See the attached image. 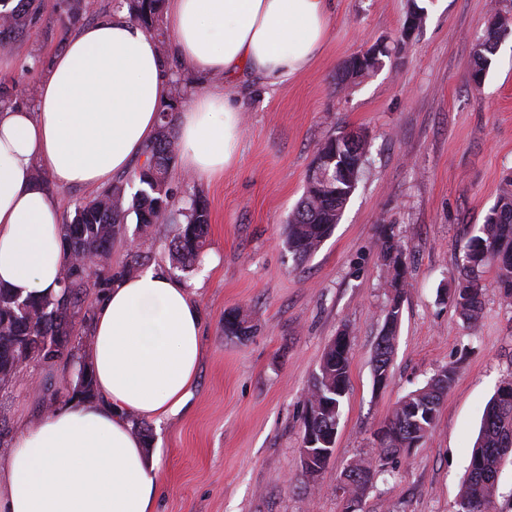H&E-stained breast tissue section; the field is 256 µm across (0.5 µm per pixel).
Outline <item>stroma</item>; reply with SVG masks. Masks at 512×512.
Instances as JSON below:
<instances>
[{
    "label": "stroma",
    "mask_w": 512,
    "mask_h": 512,
    "mask_svg": "<svg viewBox=\"0 0 512 512\" xmlns=\"http://www.w3.org/2000/svg\"><path fill=\"white\" fill-rule=\"evenodd\" d=\"M45 0L43 14L5 49L12 68L0 85L23 86L35 104L39 77L61 42L79 27L114 14L112 0ZM425 10L410 39L411 6ZM512 0H331L321 55L308 70L268 88L225 82L171 62L179 113L197 93L226 86L242 96L236 157L219 180L173 165L180 198L198 194L210 213L200 264L176 269L168 244L176 225L141 235L128 222L112 245V266L138 244L145 267L188 285L204 324V355L192 393L177 415L149 423L148 448L162 451L156 512H341V474L370 460L373 434L397 401L443 367L457 368L432 433L376 477L359 512H455L487 402L512 373V306L488 288L482 317L468 328L445 291L461 249L512 180V37L502 41L484 82L473 87L475 39L492 9ZM384 41L380 68L340 87L336 72L354 53ZM365 132L370 150L343 217L320 249L295 264L286 245L288 216L301 198L309 165L332 132ZM393 227L408 263L391 379L373 387L372 359L391 294L379 252ZM243 310L249 339L224 334L227 311ZM348 330L353 357L334 451L317 477L301 461L306 395L321 356ZM63 360L34 358L19 383L0 386V463L22 429L73 393Z\"/></svg>",
    "instance_id": "1"
}]
</instances>
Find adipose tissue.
<instances>
[{"mask_svg": "<svg viewBox=\"0 0 512 512\" xmlns=\"http://www.w3.org/2000/svg\"><path fill=\"white\" fill-rule=\"evenodd\" d=\"M329 0H166L183 67L249 74L277 85L307 70L327 39ZM155 39L125 14L81 27L53 56L33 109L0 106V284L22 297L62 290L60 192L101 188L141 157L169 102ZM225 90L195 95L179 114L183 168L223 175L241 134ZM43 167L48 178L34 177ZM203 355V325L187 288L150 268L117 282L95 311L86 356L95 394L26 426L0 468V512H156L160 456L133 420L180 412Z\"/></svg>", "mask_w": 512, "mask_h": 512, "instance_id": "1", "label": "adipose tissue"}]
</instances>
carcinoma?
<instances>
[{"mask_svg":"<svg viewBox=\"0 0 512 512\" xmlns=\"http://www.w3.org/2000/svg\"><path fill=\"white\" fill-rule=\"evenodd\" d=\"M0 0V47L20 35L43 9V0ZM161 0H126L128 17L146 29H156ZM512 36V18L496 10L484 33L477 38L469 72L471 84L479 87L491 65L499 43ZM176 140L170 113H161L159 130L146 148V161L133 177L139 189L126 198L123 183L105 188L93 199L74 206L73 216L62 224L67 260L61 272L62 292L57 296L20 298L0 287V384H5L28 359H63L73 370L72 382L85 396L94 394L93 381L82 355L71 344L75 335V308L89 288L108 289L116 280L131 276L142 265V254L134 250L119 271H112V243L124 235L128 217L135 216L142 234L166 219L179 225L171 243V262L187 269L202 257L210 215L204 200L194 196L177 206L169 183ZM357 183L341 182L328 191L306 181L304 193L288 220V252L301 264L316 253L341 221ZM381 258L395 271V295L384 310V322L375 347L373 382L386 387L401 319L400 241L385 228L380 237ZM496 271L494 287L503 302L512 305V188L504 187L482 224L467 241L459 260L458 277L449 298L462 319L471 326L482 316L488 284L485 269ZM352 344L335 337L325 349L307 395L303 418V442L325 448L336 440L341 407L349 385ZM456 378L448 366L427 383L406 394L397 403L385 425L375 435L374 458L343 471L342 493L361 503L375 476L399 453L426 438L435 427L439 407ZM512 463V374L499 383L483 416L471 460L456 499V512H497L499 476Z\"/></svg>","mask_w":512,"mask_h":512,"instance_id":"obj_1","label":"carcinoma"}]
</instances>
